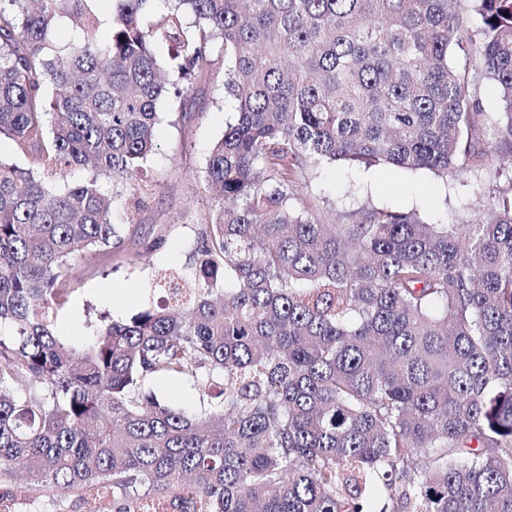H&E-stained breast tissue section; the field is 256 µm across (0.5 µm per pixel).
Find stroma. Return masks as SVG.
I'll return each instance as SVG.
<instances>
[{
	"label": "stroma",
	"instance_id": "obj_1",
	"mask_svg": "<svg viewBox=\"0 0 512 512\" xmlns=\"http://www.w3.org/2000/svg\"><path fill=\"white\" fill-rule=\"evenodd\" d=\"M212 58L208 73L187 96L159 103L158 149L145 174L146 188L128 201L129 220L120 243L74 263L69 300L54 323L58 336L86 342L100 315L123 321L135 312L157 269H187L197 226L213 203L201 183L206 155L235 112L234 101L224 96V61L217 52ZM511 180L512 165L506 163L497 171L448 180L426 169L325 164L299 188L296 204L335 210L344 223L350 222L353 209L366 205L414 212L431 224H459L479 218L477 196ZM157 238L161 248L148 251V243Z\"/></svg>",
	"mask_w": 512,
	"mask_h": 512
}]
</instances>
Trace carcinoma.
Returning <instances> with one entry per match:
<instances>
[{
	"instance_id": "cac0c4a2",
	"label": "carcinoma",
	"mask_w": 512,
	"mask_h": 512,
	"mask_svg": "<svg viewBox=\"0 0 512 512\" xmlns=\"http://www.w3.org/2000/svg\"><path fill=\"white\" fill-rule=\"evenodd\" d=\"M154 2L106 24L102 0H0V137L30 157L0 161V512L33 498L20 472L103 512H512V184L486 222L295 205L324 163L496 167L512 0H474L470 31L463 0ZM216 47L237 116L191 273L74 346L53 329L72 265L121 241L158 103ZM151 377L219 390L190 413ZM476 94L485 112H503L505 102L495 82L482 76L476 87Z\"/></svg>"
}]
</instances>
